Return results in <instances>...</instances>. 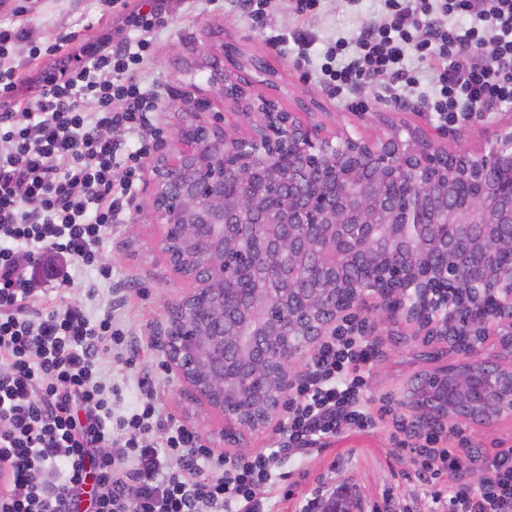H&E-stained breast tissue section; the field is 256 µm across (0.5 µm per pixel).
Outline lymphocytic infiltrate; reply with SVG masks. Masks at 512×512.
Instances as JSON below:
<instances>
[{
    "instance_id": "1",
    "label": "lymphocytic infiltrate",
    "mask_w": 512,
    "mask_h": 512,
    "mask_svg": "<svg viewBox=\"0 0 512 512\" xmlns=\"http://www.w3.org/2000/svg\"><path fill=\"white\" fill-rule=\"evenodd\" d=\"M380 20L337 39L314 75L354 93L389 74L421 89L445 122L484 106L512 105V0H383ZM164 0H141L127 15L131 35L101 36L79 64L42 72L34 91L9 62L25 25L0 29V512H251L285 460L303 458L335 435L353 411L371 356L356 336L326 338L311 356L268 452L228 460L199 434L159 413L153 387L114 416L100 352L130 350L111 307L89 317L58 303L49 285H75L74 269L97 267L107 230L131 203L144 143L108 137L147 126L153 93L134 77L151 54ZM434 57L420 79L408 51ZM68 256L72 273L51 261ZM125 434L115 444V431ZM162 430V443L151 441ZM448 474L449 512H512V448L482 459L487 480L473 487L451 449L435 456Z\"/></svg>"
}]
</instances>
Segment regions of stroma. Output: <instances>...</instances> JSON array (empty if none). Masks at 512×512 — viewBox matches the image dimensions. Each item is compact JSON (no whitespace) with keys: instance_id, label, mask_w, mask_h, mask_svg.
Returning <instances> with one entry per match:
<instances>
[{"instance_id":"1","label":"stroma","mask_w":512,"mask_h":512,"mask_svg":"<svg viewBox=\"0 0 512 512\" xmlns=\"http://www.w3.org/2000/svg\"><path fill=\"white\" fill-rule=\"evenodd\" d=\"M23 4L26 22L37 41L49 44L61 35L70 38L63 52L55 55L33 58L26 46L12 48L15 65L31 78L47 69L76 65L101 35L118 41L128 34L122 14L102 5L101 0H23ZM380 11L379 0H321L316 14L301 16L294 9V0H270L259 25L249 17L244 0H199L195 8L169 10L153 39L151 62L137 73L158 96L151 123L161 129L164 139H171L178 122L173 95L197 96L208 90V68L199 67L191 83L185 80L184 69L197 64L199 49L216 52L229 42L236 44L245 58L261 59L275 70L277 94L284 108L297 110L318 101L319 120L370 138L388 135L395 126L438 127V119L420 96L395 101L389 76H376L360 88L353 105L343 104L333 90L308 78L309 69L322 62L332 40L356 37ZM277 34L290 37V44L273 45L270 38ZM299 37L309 44L304 59L297 55L295 40ZM132 193L131 207L101 245V256L108 259L112 270L111 282H104L96 270L87 268L78 274L79 288L61 292L64 300L82 302L93 315L106 301L119 306L120 323L138 355L132 372L124 370L114 353L99 356L107 385L119 391L112 399L114 414H127L136 406L140 396L137 376L142 373L150 377L160 409L193 427L214 453L233 458L242 452L251 456L266 451L275 437L270 429L250 437L245 451L224 447L220 416L181 400L176 380L164 370L154 339L162 334L172 304L189 293L192 283L172 272L158 247L163 229L153 220L145 180L136 181ZM403 332L398 326L393 335L366 339L371 362L359 405L370 419L368 426H344L309 457L285 462L271 487L256 501L255 512H303L311 499L340 490L352 494L360 512H446V474L424 475L421 462L411 461L403 448L404 432L384 411L385 399L399 392L425 366Z\"/></svg>"}]
</instances>
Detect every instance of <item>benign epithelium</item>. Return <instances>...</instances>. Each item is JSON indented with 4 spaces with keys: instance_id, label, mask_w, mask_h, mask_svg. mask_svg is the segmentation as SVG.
Returning a JSON list of instances; mask_svg holds the SVG:
<instances>
[{
    "instance_id": "1",
    "label": "benign epithelium",
    "mask_w": 512,
    "mask_h": 512,
    "mask_svg": "<svg viewBox=\"0 0 512 512\" xmlns=\"http://www.w3.org/2000/svg\"><path fill=\"white\" fill-rule=\"evenodd\" d=\"M211 93L180 94L148 166L160 245L194 288L158 338L180 394L224 419L227 448L279 421L329 336L400 322L431 367L390 399L413 441L512 421V114L478 151L463 131L328 130L255 90L275 73L224 44ZM255 74H250V71ZM234 103L246 132L218 107Z\"/></svg>"
}]
</instances>
